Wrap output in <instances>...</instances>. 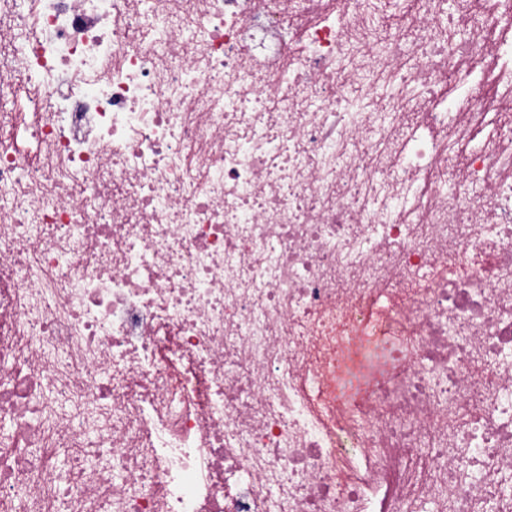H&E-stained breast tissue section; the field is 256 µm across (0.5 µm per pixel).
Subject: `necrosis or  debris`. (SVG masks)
Here are the masks:
<instances>
[{
    "mask_svg": "<svg viewBox=\"0 0 512 512\" xmlns=\"http://www.w3.org/2000/svg\"><path fill=\"white\" fill-rule=\"evenodd\" d=\"M413 1L0 0V512H512V0ZM388 348L387 340L382 338L359 343L339 371L338 388L357 393L387 378L392 372Z\"/></svg>",
    "mask_w": 512,
    "mask_h": 512,
    "instance_id": "1",
    "label": "necrosis or debris"
}]
</instances>
